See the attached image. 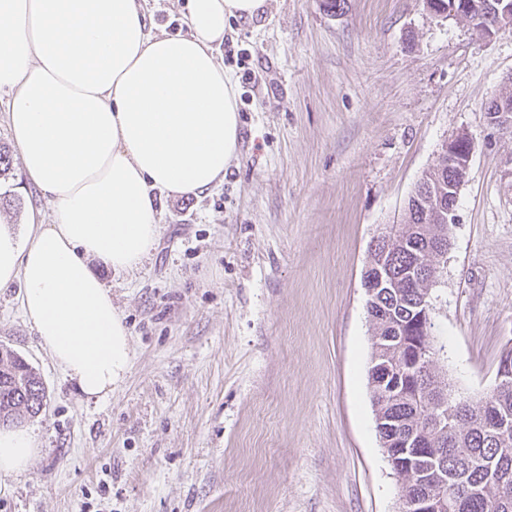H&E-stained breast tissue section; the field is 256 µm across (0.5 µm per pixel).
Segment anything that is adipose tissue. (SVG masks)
Listing matches in <instances>:
<instances>
[{"mask_svg": "<svg viewBox=\"0 0 512 512\" xmlns=\"http://www.w3.org/2000/svg\"><path fill=\"white\" fill-rule=\"evenodd\" d=\"M267 0H185L187 34L151 31L139 0H0V92L23 169L50 223L0 224V289L86 398L129 372L131 334L99 262L131 273L160 235L159 193L200 196L239 150L237 91L215 45ZM24 424L0 427V476L38 452Z\"/></svg>", "mask_w": 512, "mask_h": 512, "instance_id": "obj_1", "label": "adipose tissue"}]
</instances>
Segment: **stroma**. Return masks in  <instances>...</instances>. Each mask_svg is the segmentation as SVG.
<instances>
[{"label": "stroma", "mask_w": 512, "mask_h": 512, "mask_svg": "<svg viewBox=\"0 0 512 512\" xmlns=\"http://www.w3.org/2000/svg\"><path fill=\"white\" fill-rule=\"evenodd\" d=\"M184 0H144L186 33ZM215 56L241 142L207 194L161 195L141 269H93L128 327L124 384L89 399L0 290V345L40 374V448L0 478V512H399L375 429L362 270L421 174L459 132L473 155L432 290L455 391L494 380L512 344V129L485 108L512 75V30L482 37L423 0H268ZM0 224L48 219L20 159Z\"/></svg>", "instance_id": "1"}]
</instances>
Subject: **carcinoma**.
I'll list each match as a JSON object with an SVG mask.
<instances>
[{"label": "carcinoma", "mask_w": 512, "mask_h": 512, "mask_svg": "<svg viewBox=\"0 0 512 512\" xmlns=\"http://www.w3.org/2000/svg\"><path fill=\"white\" fill-rule=\"evenodd\" d=\"M466 172L438 163L414 186L399 223L370 244L362 280L380 275L387 287L366 300L371 353L368 384L381 447L400 482V500L426 501L431 512H512V376L494 378L474 397L453 393L434 346L417 325L420 305L430 301L440 275L441 247L451 245L453 225L434 201L455 194ZM428 351L417 374L396 391L383 389L376 373L396 368L409 349ZM45 387L35 369L14 350L0 347V422L34 417L44 406ZM411 440L416 462H405L401 443ZM473 486L477 494L449 508L454 488Z\"/></svg>", "instance_id": "carcinoma-1"}]
</instances>
